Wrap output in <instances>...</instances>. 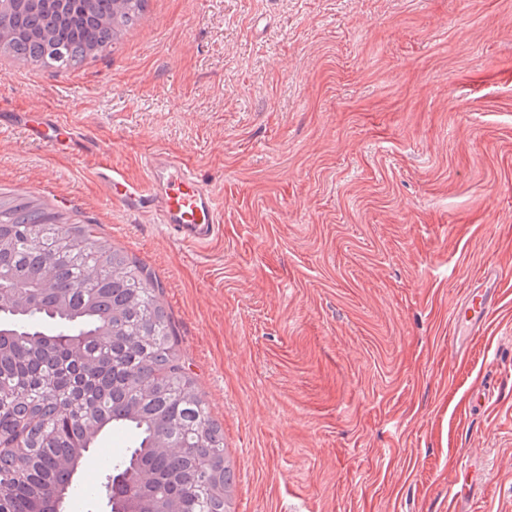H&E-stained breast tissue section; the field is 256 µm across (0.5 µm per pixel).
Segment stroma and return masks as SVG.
Returning <instances> with one entry per match:
<instances>
[{
    "label": "stroma",
    "instance_id": "obj_1",
    "mask_svg": "<svg viewBox=\"0 0 512 512\" xmlns=\"http://www.w3.org/2000/svg\"><path fill=\"white\" fill-rule=\"evenodd\" d=\"M47 109L86 151L0 127V191L160 282L231 512H512V0H148L77 69L0 57V113ZM157 149L219 200L209 243L107 201L101 164ZM497 276L489 271L467 289L464 297L451 311V325L459 349L467 351L495 306Z\"/></svg>",
    "mask_w": 512,
    "mask_h": 512
}]
</instances>
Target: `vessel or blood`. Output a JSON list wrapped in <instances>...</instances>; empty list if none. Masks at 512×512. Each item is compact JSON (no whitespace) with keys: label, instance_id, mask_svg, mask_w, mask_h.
Listing matches in <instances>:
<instances>
[{"label":"vessel or blood","instance_id":"1","mask_svg":"<svg viewBox=\"0 0 512 512\" xmlns=\"http://www.w3.org/2000/svg\"><path fill=\"white\" fill-rule=\"evenodd\" d=\"M10 122L23 126L34 140L56 151L73 152L84 144L83 138L55 112L14 115ZM99 179L113 204L157 213L161 224L176 231L181 241L205 243L218 231L215 195L183 159L167 152L154 153L145 183H131L108 167L100 169ZM496 281V276L485 274L452 309L450 320L459 349H468L486 323L496 302Z\"/></svg>","mask_w":512,"mask_h":512}]
</instances>
